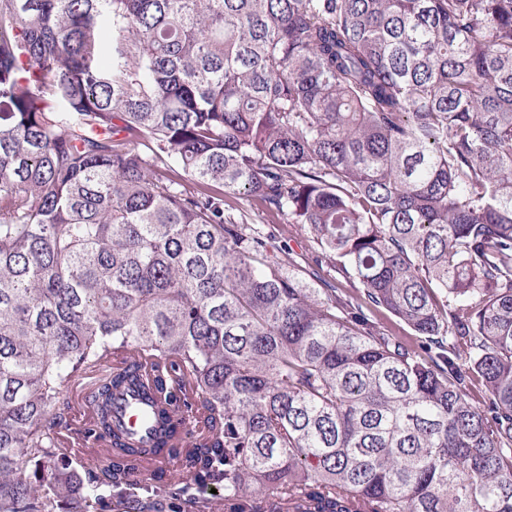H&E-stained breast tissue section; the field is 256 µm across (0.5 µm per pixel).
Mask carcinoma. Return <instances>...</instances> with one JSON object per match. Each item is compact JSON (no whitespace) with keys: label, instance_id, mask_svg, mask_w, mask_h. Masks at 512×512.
Here are the masks:
<instances>
[{"label":"carcinoma","instance_id":"obj_1","mask_svg":"<svg viewBox=\"0 0 512 512\" xmlns=\"http://www.w3.org/2000/svg\"><path fill=\"white\" fill-rule=\"evenodd\" d=\"M110 353L112 456L77 468L56 435ZM162 362L210 429L167 483L224 512H512V0H0V512L146 482ZM126 385L151 448L112 429ZM237 202L247 212L248 224L261 228L265 234L271 235L269 246L274 253L279 256L284 253H290L297 265L299 274L307 282H310L315 288H325V286L314 280L312 272H316V257L318 246L310 236L301 232L293 224H273L271 218L259 206H250L245 199H238ZM377 326H380L381 330L389 335L400 338L407 344L414 345L417 349L418 341L415 333L405 324L398 321L394 316L384 309H377L374 311L373 316Z\"/></svg>","mask_w":512,"mask_h":512}]
</instances>
